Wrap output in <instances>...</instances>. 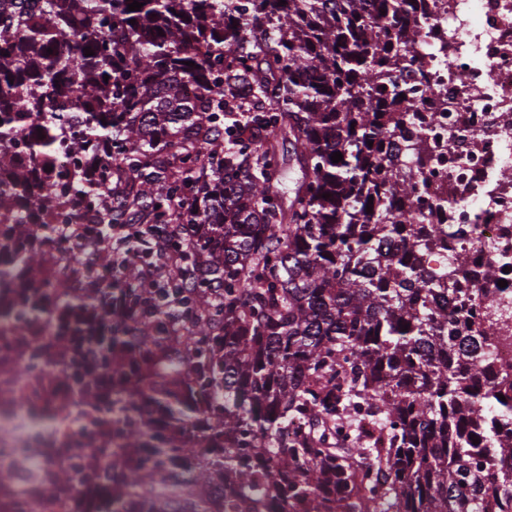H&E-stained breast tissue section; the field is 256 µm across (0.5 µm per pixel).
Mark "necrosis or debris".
Segmentation results:
<instances>
[{
  "mask_svg": "<svg viewBox=\"0 0 512 512\" xmlns=\"http://www.w3.org/2000/svg\"><path fill=\"white\" fill-rule=\"evenodd\" d=\"M421 29L413 64L401 83L416 102L396 146L426 134L441 143L444 162L422 164L435 196L415 205L429 224H460L465 237L449 252L470 262L496 263L507 285L496 305L512 309V0H408ZM72 403L62 389L37 379L19 402L0 403V463L16 465L15 481L0 486V512H67L68 494L46 499L43 488L61 464H75L80 423L61 419Z\"/></svg>",
  "mask_w": 512,
  "mask_h": 512,
  "instance_id": "obj_1",
  "label": "necrosis or debris"
}]
</instances>
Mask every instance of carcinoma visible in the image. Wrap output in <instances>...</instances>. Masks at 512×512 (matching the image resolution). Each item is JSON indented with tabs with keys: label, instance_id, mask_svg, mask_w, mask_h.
Listing matches in <instances>:
<instances>
[{
	"label": "carcinoma",
	"instance_id": "cac0c4a2",
	"mask_svg": "<svg viewBox=\"0 0 512 512\" xmlns=\"http://www.w3.org/2000/svg\"><path fill=\"white\" fill-rule=\"evenodd\" d=\"M138 2L0 0V318L69 335L68 289L53 311L43 293L50 243L91 284L88 353L112 361L104 392L69 344L0 338L87 408L82 464L45 496L77 481L105 488L92 512H512L491 289L449 310L467 254L435 268L448 225L395 219L430 196L414 149L390 161L415 108L396 80L420 35L405 0ZM281 139L301 172L286 191ZM101 224L172 225L140 238L167 287H140L135 262L84 269Z\"/></svg>",
	"mask_w": 512,
	"mask_h": 512
}]
</instances>
